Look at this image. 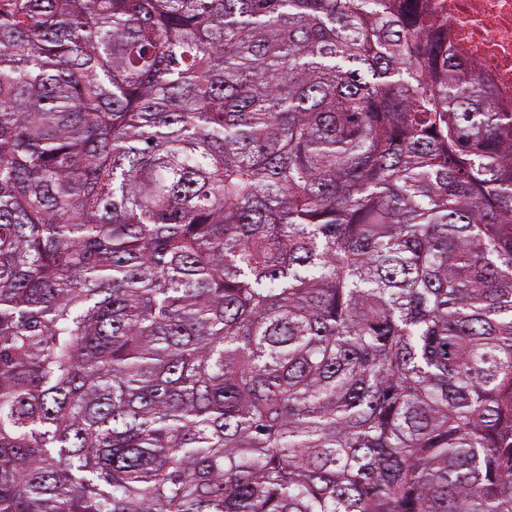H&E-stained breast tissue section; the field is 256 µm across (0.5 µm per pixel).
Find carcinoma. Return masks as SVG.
Masks as SVG:
<instances>
[{
    "mask_svg": "<svg viewBox=\"0 0 512 512\" xmlns=\"http://www.w3.org/2000/svg\"><path fill=\"white\" fill-rule=\"evenodd\" d=\"M0 512H512V112L431 0H0Z\"/></svg>",
    "mask_w": 512,
    "mask_h": 512,
    "instance_id": "cac0c4a2",
    "label": "carcinoma"
}]
</instances>
